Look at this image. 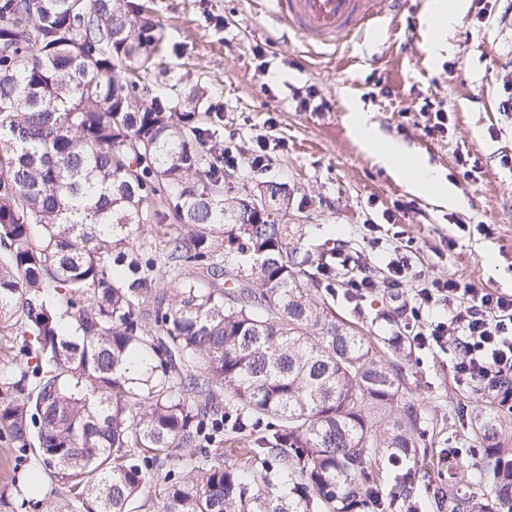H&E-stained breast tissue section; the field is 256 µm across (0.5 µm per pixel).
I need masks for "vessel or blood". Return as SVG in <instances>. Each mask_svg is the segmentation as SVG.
<instances>
[{
	"instance_id": "obj_1",
	"label": "vessel or blood",
	"mask_w": 512,
	"mask_h": 512,
	"mask_svg": "<svg viewBox=\"0 0 512 512\" xmlns=\"http://www.w3.org/2000/svg\"><path fill=\"white\" fill-rule=\"evenodd\" d=\"M405 4L406 0H269L266 15L285 23L289 34L332 56Z\"/></svg>"
}]
</instances>
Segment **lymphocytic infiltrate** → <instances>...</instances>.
Instances as JSON below:
<instances>
[{
  "instance_id": "lymphocytic-infiltrate-1",
  "label": "lymphocytic infiltrate",
  "mask_w": 512,
  "mask_h": 512,
  "mask_svg": "<svg viewBox=\"0 0 512 512\" xmlns=\"http://www.w3.org/2000/svg\"><path fill=\"white\" fill-rule=\"evenodd\" d=\"M406 330L426 347L455 345L459 383L512 372V294L455 280H430L417 292Z\"/></svg>"
}]
</instances>
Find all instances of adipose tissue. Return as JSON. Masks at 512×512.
Listing matches in <instances>:
<instances>
[{
    "label": "adipose tissue",
    "mask_w": 512,
    "mask_h": 512,
    "mask_svg": "<svg viewBox=\"0 0 512 512\" xmlns=\"http://www.w3.org/2000/svg\"><path fill=\"white\" fill-rule=\"evenodd\" d=\"M461 0H428L424 23L430 33V48L439 52L458 25ZM350 129L378 163L402 180L412 193L435 198L442 205H458V198L450 191L444 176L420 158L410 155L399 141L381 136L368 113L355 110L348 116Z\"/></svg>",
    "instance_id": "1"
}]
</instances>
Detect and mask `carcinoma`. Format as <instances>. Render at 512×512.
Returning <instances> with one entry per match:
<instances>
[{
  "label": "carcinoma",
  "mask_w": 512,
  "mask_h": 512,
  "mask_svg": "<svg viewBox=\"0 0 512 512\" xmlns=\"http://www.w3.org/2000/svg\"><path fill=\"white\" fill-rule=\"evenodd\" d=\"M155 0H0V435L52 512H512V390L472 385L469 448L336 313L283 184L224 170L198 84L148 77ZM68 318V329L61 320ZM439 454L448 471L424 474ZM467 456L472 464L461 463Z\"/></svg>",
  "instance_id": "cac0c4a2"
}]
</instances>
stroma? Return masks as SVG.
Listing matches in <instances>:
<instances>
[{
	"label": "stroma",
	"mask_w": 512,
	"mask_h": 512,
	"mask_svg": "<svg viewBox=\"0 0 512 512\" xmlns=\"http://www.w3.org/2000/svg\"><path fill=\"white\" fill-rule=\"evenodd\" d=\"M426 2L407 0L400 19L348 51L318 57L264 23L260 0H156V18L178 49L157 80L207 88L206 105L220 114L243 173L286 184L289 223L351 255L354 274L378 283L386 250L411 245L397 299L380 286L356 300L335 292L341 317L387 337L397 333L392 318L414 303L421 277L512 293V110L501 106L512 83V0H464L436 56L427 50ZM427 98L447 107V137L426 133L429 116L420 107ZM353 105L437 167L463 207L412 194L380 167L349 131ZM262 148L267 166L255 174L251 163ZM462 153L479 161L472 177L457 165ZM374 237L382 249H371ZM455 359L454 351L426 347L404 366L421 408L441 423L470 406ZM33 466L14 465L0 441V512H48L58 486L44 482L36 496L16 492Z\"/></svg>",
	"instance_id": "stroma-1"
}]
</instances>
